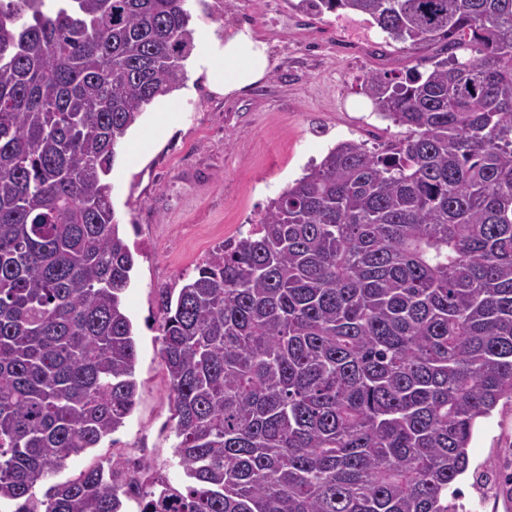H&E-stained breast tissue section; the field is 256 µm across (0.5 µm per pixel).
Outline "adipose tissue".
I'll return each instance as SVG.
<instances>
[{"instance_id": "obj_1", "label": "adipose tissue", "mask_w": 512, "mask_h": 512, "mask_svg": "<svg viewBox=\"0 0 512 512\" xmlns=\"http://www.w3.org/2000/svg\"><path fill=\"white\" fill-rule=\"evenodd\" d=\"M193 66L216 72L220 87L230 94L264 77L269 66L267 47L246 28L228 31L220 41L206 35Z\"/></svg>"}]
</instances>
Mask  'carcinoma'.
I'll return each mask as SVG.
<instances>
[{"label":"carcinoma","instance_id":"obj_1","mask_svg":"<svg viewBox=\"0 0 512 512\" xmlns=\"http://www.w3.org/2000/svg\"><path fill=\"white\" fill-rule=\"evenodd\" d=\"M432 69L368 75L405 129L343 141L179 289H159L184 480L94 464L131 414L129 129L180 87L190 0H0V503L12 512H457L478 420L512 400V0H301ZM469 43L482 56L462 62ZM474 485L512 475L473 471Z\"/></svg>","mask_w":512,"mask_h":512}]
</instances>
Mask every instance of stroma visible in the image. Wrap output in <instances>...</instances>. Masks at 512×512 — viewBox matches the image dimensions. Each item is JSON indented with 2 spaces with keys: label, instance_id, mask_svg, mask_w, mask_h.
<instances>
[{
  "label": "stroma",
  "instance_id": "stroma-1",
  "mask_svg": "<svg viewBox=\"0 0 512 512\" xmlns=\"http://www.w3.org/2000/svg\"><path fill=\"white\" fill-rule=\"evenodd\" d=\"M298 2L194 0L195 31L220 37L228 28L249 26L268 47L269 71L230 95L207 73H187L166 134L153 138L147 151L135 148L161 119L151 110L129 131L109 180L123 238L136 251L125 294L137 346L136 406L110 440L38 482L36 496L98 463L143 466L180 483L160 356L159 289L181 287L213 248L247 231L270 198L338 142L363 140L378 149L398 134L360 87L373 72L426 71L437 47L395 43L369 17L302 11ZM469 458L474 469L512 468V403L480 420ZM455 486L462 492L459 512H512V500H503L497 486L473 487L467 474Z\"/></svg>",
  "mask_w": 512,
  "mask_h": 512
}]
</instances>
